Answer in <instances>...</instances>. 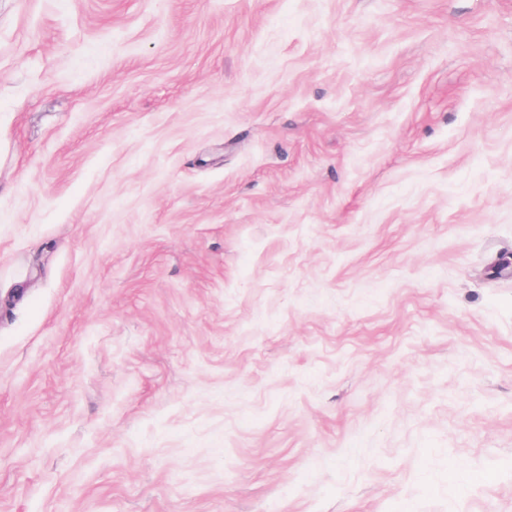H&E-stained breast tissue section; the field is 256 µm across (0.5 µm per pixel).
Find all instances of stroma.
Listing matches in <instances>:
<instances>
[{"instance_id":"obj_1","label":"stroma","mask_w":512,"mask_h":512,"mask_svg":"<svg viewBox=\"0 0 512 512\" xmlns=\"http://www.w3.org/2000/svg\"><path fill=\"white\" fill-rule=\"evenodd\" d=\"M512 0H0V512H512Z\"/></svg>"}]
</instances>
